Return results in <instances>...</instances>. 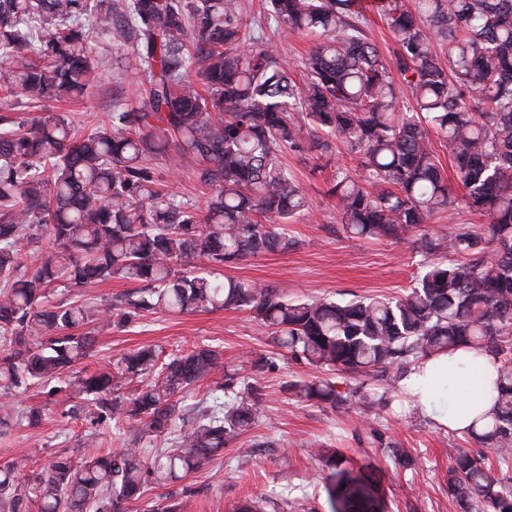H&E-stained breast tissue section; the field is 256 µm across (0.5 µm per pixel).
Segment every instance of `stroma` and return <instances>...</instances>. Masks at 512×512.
Segmentation results:
<instances>
[{"mask_svg": "<svg viewBox=\"0 0 512 512\" xmlns=\"http://www.w3.org/2000/svg\"><path fill=\"white\" fill-rule=\"evenodd\" d=\"M93 53L104 65L92 97L37 108H20L12 99L0 97V115L28 121L62 113L85 131L105 119L112 107L133 102L132 77L122 67L130 48L101 41ZM285 161L311 201L310 209L288 226L298 245L284 254L248 258L229 267L228 275L270 284L300 299L403 294L419 271L418 256L392 239L346 237L326 195L328 178L314 168L315 152L290 151ZM95 334L91 363L97 367L109 366L119 354L144 345L169 350L217 343L224 347L228 370L242 367L246 357L272 351L263 329L249 314L232 309L148 313L126 327L99 328ZM314 373L311 366L281 359L275 370L255 374L262 401L253 428L201 471L163 486L148 485L145 501H168L178 512H232L237 502L258 498L264 512H292L295 501L316 512H331L324 459L331 452L340 469L369 479L374 488L372 512H454L448 497V466L463 445L460 437L421 412L405 388L381 411L358 407L333 411L297 401L283 391L284 381ZM20 402L44 406L45 416L38 426H24L0 437V465L35 457L44 461L60 451L83 454L79 436L90 427V420L65 413L39 388L27 391ZM398 450L416 458L415 469L398 465L394 456Z\"/></svg>", "mask_w": 512, "mask_h": 512, "instance_id": "35a3bbf8", "label": "stroma"}]
</instances>
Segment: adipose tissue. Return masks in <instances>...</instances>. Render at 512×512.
I'll return each instance as SVG.
<instances>
[{
  "mask_svg": "<svg viewBox=\"0 0 512 512\" xmlns=\"http://www.w3.org/2000/svg\"><path fill=\"white\" fill-rule=\"evenodd\" d=\"M474 361L477 366V377L480 388L477 393V404L466 411H453L439 416L438 421L449 429L466 430L471 421L483 414L490 413L494 407V381L496 379L497 361L490 355L470 356L465 352H457L454 355H439L422 362L411 374V381L421 393L419 404L424 412H431L432 406L425 394L428 387L438 384L441 380L450 379L454 373L456 362Z\"/></svg>",
  "mask_w": 512,
  "mask_h": 512,
  "instance_id": "adipose-tissue-1",
  "label": "adipose tissue"
}]
</instances>
